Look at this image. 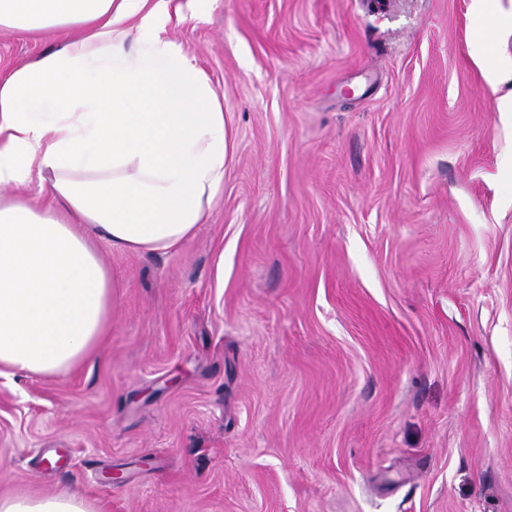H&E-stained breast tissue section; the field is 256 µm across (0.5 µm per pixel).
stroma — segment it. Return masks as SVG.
Returning a JSON list of instances; mask_svg holds the SVG:
<instances>
[{"label":"stroma","instance_id":"stroma-1","mask_svg":"<svg viewBox=\"0 0 512 512\" xmlns=\"http://www.w3.org/2000/svg\"><path fill=\"white\" fill-rule=\"evenodd\" d=\"M232 149L100 356L0 371V494L101 512H512V0H170ZM56 31L0 29V78ZM120 472L122 481L109 480ZM95 501L71 490L52 494L19 491L0 495V512H99Z\"/></svg>","mask_w":512,"mask_h":512}]
</instances>
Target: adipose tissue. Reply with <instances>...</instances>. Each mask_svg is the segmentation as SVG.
I'll return each instance as SVG.
<instances>
[{
  "instance_id": "ef3b65f1",
  "label": "adipose tissue",
  "mask_w": 512,
  "mask_h": 512,
  "mask_svg": "<svg viewBox=\"0 0 512 512\" xmlns=\"http://www.w3.org/2000/svg\"><path fill=\"white\" fill-rule=\"evenodd\" d=\"M168 4L0 0V28L83 31L0 79V368L64 377L96 358L122 285L100 245L172 251L224 184L218 95L151 24ZM0 512L99 507L19 491L0 495Z\"/></svg>"
}]
</instances>
